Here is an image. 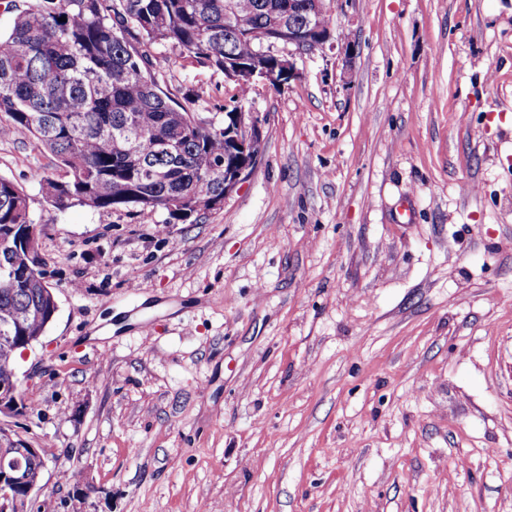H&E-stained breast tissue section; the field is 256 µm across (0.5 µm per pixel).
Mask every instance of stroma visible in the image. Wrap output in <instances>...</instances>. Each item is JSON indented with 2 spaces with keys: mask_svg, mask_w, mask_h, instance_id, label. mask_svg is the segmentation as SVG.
<instances>
[{
  "mask_svg": "<svg viewBox=\"0 0 512 512\" xmlns=\"http://www.w3.org/2000/svg\"><path fill=\"white\" fill-rule=\"evenodd\" d=\"M296 68L193 223L58 208L0 137L58 302L10 422L41 512H512V0H335ZM155 75L223 126L222 70Z\"/></svg>",
  "mask_w": 512,
  "mask_h": 512,
  "instance_id": "obj_1",
  "label": "stroma"
}]
</instances>
